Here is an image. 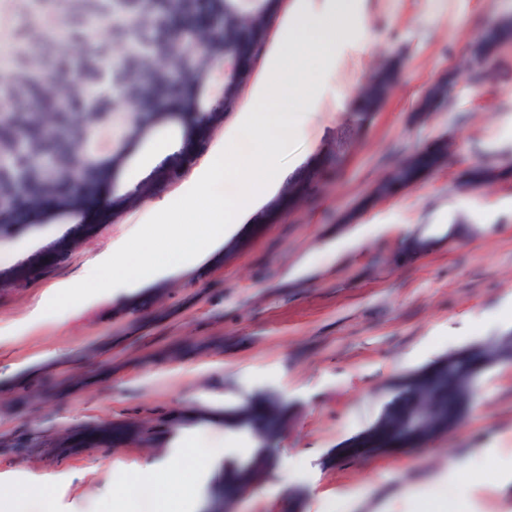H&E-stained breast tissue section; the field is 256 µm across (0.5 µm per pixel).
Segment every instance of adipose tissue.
I'll use <instances>...</instances> for the list:
<instances>
[{"label": "adipose tissue", "mask_w": 512, "mask_h": 512, "mask_svg": "<svg viewBox=\"0 0 512 512\" xmlns=\"http://www.w3.org/2000/svg\"><path fill=\"white\" fill-rule=\"evenodd\" d=\"M349 0H330L322 14L299 12L286 25L272 54L269 68L283 72L296 42L322 47L336 34L337 16L350 13ZM261 106L242 112L236 126L219 149L202 164L183 191L173 223L164 232L171 239L167 248L139 246L99 263L86 277L82 289L66 284L49 296L51 308L69 315L87 289L112 295H132L172 275L187 265H201L223 256L246 229L245 221L272 192L273 173L287 153L292 138L310 123L316 97L312 88L293 87L277 94L259 90ZM249 151L250 169L239 175L232 158L240 147ZM252 417L247 404L227 400L204 413L201 428L217 429L227 437L245 429Z\"/></svg>", "instance_id": "adipose-tissue-1"}]
</instances>
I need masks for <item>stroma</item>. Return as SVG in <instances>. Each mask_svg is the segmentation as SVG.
<instances>
[{"instance_id": "obj_1", "label": "stroma", "mask_w": 512, "mask_h": 512, "mask_svg": "<svg viewBox=\"0 0 512 512\" xmlns=\"http://www.w3.org/2000/svg\"><path fill=\"white\" fill-rule=\"evenodd\" d=\"M327 7L284 0L233 111L131 146L94 192L99 220L52 211L41 224L22 213L0 224V502L11 482L46 483L52 512H101L125 483H145L201 413L237 398L258 402L263 426L206 439L229 462L263 449L268 467L220 488L204 476L207 458H193L198 512H512V483L489 476L435 505L411 496L478 449H493L494 468L512 457V360L478 373L454 431L383 432L413 404L414 373L436 375L450 354L512 336V178L476 189L464 177L477 163L512 168V44L471 59L512 0H353L321 65L306 51L290 58L291 81L317 85L313 119L223 259L144 295L93 299L63 321L46 307L52 287L80 283L98 260L168 246L150 205L179 197L257 87L277 81L268 60L280 22ZM392 59L397 85L361 118L359 88ZM446 75V103L417 120ZM441 136L445 165L340 223L390 160ZM161 147L163 162L149 164ZM457 225L463 233L448 238ZM414 237L429 247L406 251ZM372 426L381 436L330 455Z\"/></svg>"}]
</instances>
